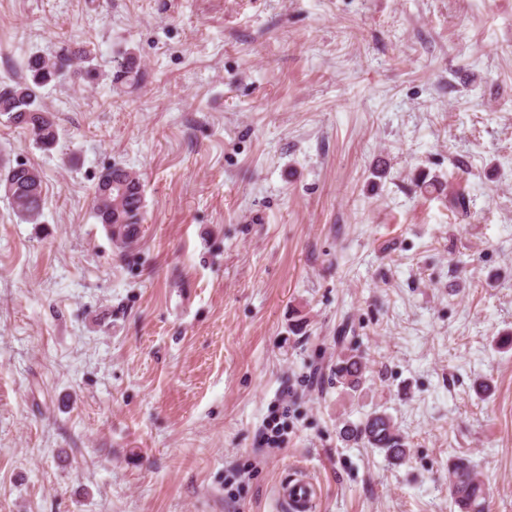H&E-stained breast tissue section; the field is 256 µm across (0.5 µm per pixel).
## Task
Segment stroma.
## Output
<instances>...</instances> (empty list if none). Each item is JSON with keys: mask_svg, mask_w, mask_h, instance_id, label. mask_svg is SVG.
I'll use <instances>...</instances> for the list:
<instances>
[{"mask_svg": "<svg viewBox=\"0 0 512 512\" xmlns=\"http://www.w3.org/2000/svg\"><path fill=\"white\" fill-rule=\"evenodd\" d=\"M64 42L98 77L46 88L58 143L0 117L44 181L36 224L0 193V512H280L300 469L315 512H457L456 455L512 512V0H0V81ZM374 411L404 463L342 440ZM128 60V66L124 64ZM113 82L134 85L137 82L139 68L130 54L118 55L112 59ZM103 178L110 179L113 186L112 184L106 187L102 186V190H97L95 187L94 195L96 194L99 199H105L112 188L111 201L114 204L118 198L120 199L116 207L121 208L123 216L129 221L128 224H141L144 196L139 175L125 167L111 165L100 173L96 185ZM130 185L132 186L131 190L120 193L122 187L127 186L128 189ZM112 203L97 205L94 200L92 201V211L100 224L112 223ZM366 365L357 349L345 347V351L336 363V381L351 390H357L365 373Z\"/></svg>", "mask_w": 512, "mask_h": 512, "instance_id": "obj_1", "label": "stroma"}]
</instances>
